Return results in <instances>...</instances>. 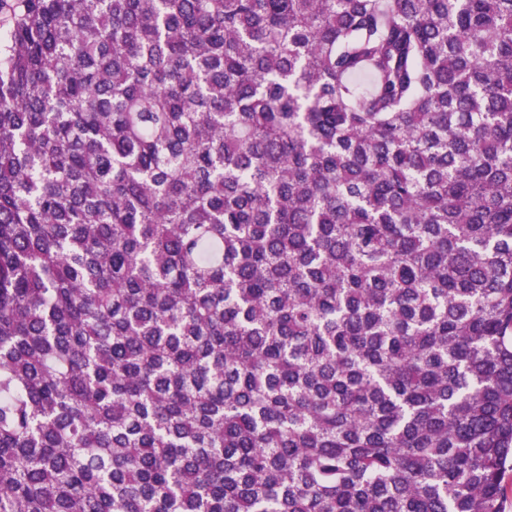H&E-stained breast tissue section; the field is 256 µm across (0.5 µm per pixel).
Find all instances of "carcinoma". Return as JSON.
I'll return each mask as SVG.
<instances>
[{
	"mask_svg": "<svg viewBox=\"0 0 512 512\" xmlns=\"http://www.w3.org/2000/svg\"><path fill=\"white\" fill-rule=\"evenodd\" d=\"M0 512H501L512 0H0Z\"/></svg>",
	"mask_w": 512,
	"mask_h": 512,
	"instance_id": "obj_1",
	"label": "carcinoma"
}]
</instances>
